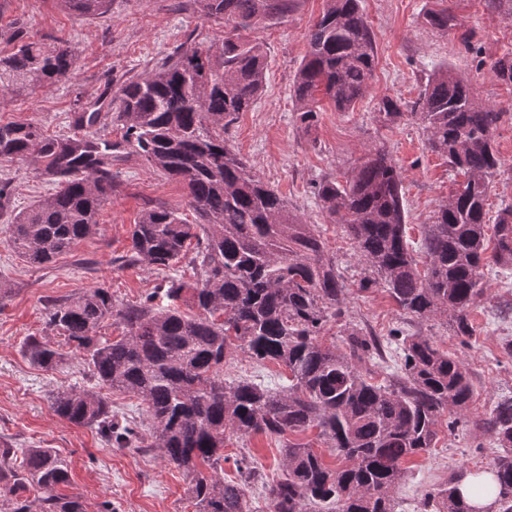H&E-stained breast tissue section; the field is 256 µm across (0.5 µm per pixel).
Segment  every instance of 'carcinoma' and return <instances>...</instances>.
Returning a JSON list of instances; mask_svg holds the SVG:
<instances>
[{
  "instance_id": "obj_1",
  "label": "carcinoma",
  "mask_w": 512,
  "mask_h": 512,
  "mask_svg": "<svg viewBox=\"0 0 512 512\" xmlns=\"http://www.w3.org/2000/svg\"><path fill=\"white\" fill-rule=\"evenodd\" d=\"M57 2L97 17L109 11L111 0ZM200 2L204 15L233 23L217 54L168 55L117 95L77 102L69 136H47L31 122H0V161L21 162L54 185L48 198L11 211L10 185L0 181V211H11V248L32 265L52 264L93 234L98 210L116 185V166L131 155L184 182L198 218L187 224L170 209L142 213L122 257L168 267L190 251L194 284L172 277L125 306L103 287L49 304V321L88 363L98 386L57 393L53 410L72 424L96 427L117 448L157 449L168 463L194 474L196 512H246L243 487L263 484L258 467L243 454L234 459L238 481H224L226 440L314 430L340 464L326 463L308 443L288 441L285 477L269 487L272 512H305L307 506L395 512L403 461L435 447L438 417L472 399L470 375L459 359L401 329L389 334L388 343L403 356L381 382L353 363L382 354L379 337L347 327V354L319 340L327 322L344 314L343 277L320 235L288 210L225 138L234 116L248 111L265 85L264 52L241 31L285 11L289 0ZM427 20L439 31L453 27L446 10L430 12ZM13 40L15 50L0 57L1 97L31 94L73 74L69 48L34 41L22 31ZM376 59L360 0H327L294 77L299 121L310 125L321 94L339 112L354 108L369 92ZM493 72L512 83V56L496 61ZM403 107L385 96L378 116L394 123L404 116ZM411 114L424 123L428 148L464 176L425 227L424 272L409 250L402 176L385 149L369 151L346 182L318 183L317 196L328 216L345 225L368 266L360 290L380 284L409 319L449 317L456 335L471 336L467 311L481 293L486 205L501 166L494 135L503 113L478 103L472 83L445 67L428 81ZM103 118L121 126L122 141L94 130ZM494 257L512 264V206L500 211L494 225ZM181 301L198 313L183 312ZM109 319L123 333L103 341L96 330ZM239 351L260 364L284 366L288 384L275 389L224 378ZM25 353L46 371L64 359L36 338ZM108 391L140 399L151 426L113 412ZM487 428L502 449L491 469L497 491L489 505L492 512H512V396L494 403ZM470 474L462 470L425 493L423 512H476L460 494ZM69 478L67 464L50 448H0V512H32L31 492L39 512H86L78 498L58 492Z\"/></svg>"
}]
</instances>
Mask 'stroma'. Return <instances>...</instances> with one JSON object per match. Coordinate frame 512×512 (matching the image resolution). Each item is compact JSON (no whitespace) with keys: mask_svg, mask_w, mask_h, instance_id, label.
Masks as SVG:
<instances>
[{"mask_svg":"<svg viewBox=\"0 0 512 512\" xmlns=\"http://www.w3.org/2000/svg\"><path fill=\"white\" fill-rule=\"evenodd\" d=\"M325 6L326 0H293L287 13L244 30V37L264 51L266 84L251 109L239 113L228 137L289 210L321 235L349 290L345 321L380 337L398 327L428 337L468 369L474 396L459 412L456 427L440 417L436 447L404 464L396 512H419L426 491L460 468L493 467L499 453L481 423L500 395L512 393V354L504 348L512 340V264L485 267L483 292L469 309L473 336L456 335L443 317L409 322L381 286L360 291L366 266L343 225L327 217L315 187L325 179H349L371 148L385 147L402 173L413 256L425 265L422 227L433 222L463 176L428 149L418 117L407 114L387 125L375 105L384 96L412 104L434 72L447 66L472 81L480 102L505 113L494 136L501 167L487 217L495 219L501 208L512 206V85L491 70L493 62L512 53V0H361L377 49L370 93L349 112L321 100L316 122L306 129L296 120L292 85L310 29ZM443 9L457 23L445 33L426 21L429 12ZM20 27L31 39L64 44L74 55L69 80L27 96L0 98V122H31L49 135L71 133L68 115L75 98L93 100L105 89L119 91L125 81L174 52L217 50L226 30L223 20L204 15L198 0H112L109 12L95 18L70 12L56 0H0V55L12 51V36ZM464 33L470 45H463ZM0 180L9 181L17 210L52 192L50 182L17 162L0 161ZM157 207L178 211L186 223L196 221L182 182L164 177L140 157H129L99 211L96 234L47 267L32 266L14 253L10 224L0 217V446L54 449L69 467L64 494L79 497L87 512H102L106 502L114 512H195L192 474L166 464L157 453L112 447L95 429L60 419L51 405L58 390H92L96 383L61 330L48 322V302L101 286L109 288L116 303L133 304L168 276L194 281L185 259L167 270L120 263L132 224L143 211ZM31 337L59 349L63 363L52 371L33 365L23 353ZM284 444L282 438L265 435L231 439L224 449L229 457L225 478L236 476L232 455L246 450L267 480H278Z\"/></svg>","mask_w":512,"mask_h":512,"instance_id":"1","label":"stroma"}]
</instances>
